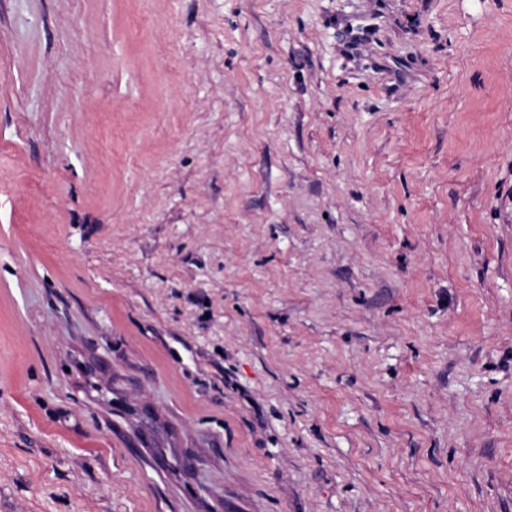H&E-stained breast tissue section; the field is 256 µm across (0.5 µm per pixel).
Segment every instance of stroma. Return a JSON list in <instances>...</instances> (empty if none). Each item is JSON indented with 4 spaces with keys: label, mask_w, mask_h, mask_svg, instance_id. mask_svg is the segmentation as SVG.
<instances>
[{
    "label": "stroma",
    "mask_w": 512,
    "mask_h": 512,
    "mask_svg": "<svg viewBox=\"0 0 512 512\" xmlns=\"http://www.w3.org/2000/svg\"><path fill=\"white\" fill-rule=\"evenodd\" d=\"M0 512H512V0H0Z\"/></svg>",
    "instance_id": "35a3bbf8"
}]
</instances>
